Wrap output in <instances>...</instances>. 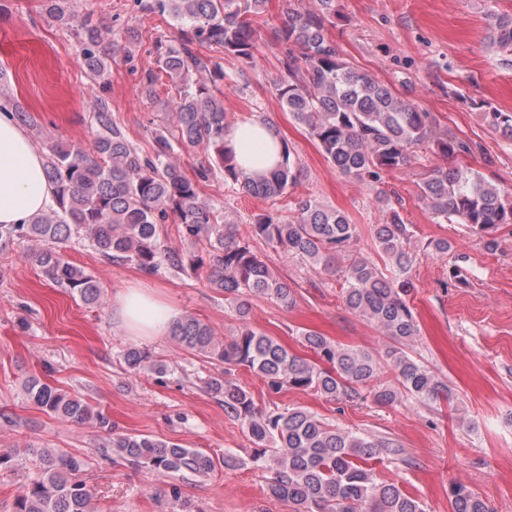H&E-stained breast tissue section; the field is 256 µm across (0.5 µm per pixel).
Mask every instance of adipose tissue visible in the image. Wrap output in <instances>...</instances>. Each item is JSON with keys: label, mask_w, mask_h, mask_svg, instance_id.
Listing matches in <instances>:
<instances>
[{"label": "adipose tissue", "mask_w": 512, "mask_h": 512, "mask_svg": "<svg viewBox=\"0 0 512 512\" xmlns=\"http://www.w3.org/2000/svg\"><path fill=\"white\" fill-rule=\"evenodd\" d=\"M244 172L272 170L279 160V142L264 121L233 126L224 136ZM54 203L42 156L10 113L0 112V224H23ZM176 307L155 292L131 287L112 301V320L128 335L142 338L169 333L178 320Z\"/></svg>", "instance_id": "1"}]
</instances>
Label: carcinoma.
<instances>
[{
	"label": "carcinoma",
	"instance_id": "cac0c4a2",
	"mask_svg": "<svg viewBox=\"0 0 512 512\" xmlns=\"http://www.w3.org/2000/svg\"><path fill=\"white\" fill-rule=\"evenodd\" d=\"M42 9L67 25L71 0H41ZM143 16L165 14L182 26L180 40H152L158 71L176 90L169 102L173 123L158 128L150 149L140 150L112 118L101 95L108 52L102 46L104 27L92 16L77 26L84 66L94 81L92 119L98 135L89 148L46 138L40 140L47 181L55 204L24 224H0V251L17 239L39 249L34 259L45 277L86 304L102 301L101 285L88 271L64 259L51 244L83 233L98 253L114 264H130L153 274L165 267L189 271L224 293L240 321L233 339L215 337L210 325L185 315L170 335L184 349L224 365V373L204 382L205 392L224 403V412L240 422L255 445L248 461L226 454L214 459L196 448L144 434L116 433L111 417L92 409L39 377L23 382L27 400L62 422L89 425L98 433V447L112 463L149 469L166 478L206 475L217 465L249 464L268 474L269 493L295 512H426L421 501L395 482L380 481L373 464L395 456L392 443L332 424L304 407L262 411L252 394L227 378L243 367L261 377L267 388L304 389L329 401L372 398L390 406L406 396L424 404H451L448 386L438 374L408 352L418 325L409 298L416 288L411 270L415 235L405 222L403 199L379 187L382 174L407 166L417 151L430 150L446 158L471 151L462 141L438 137L430 113L394 96L390 87L348 66L328 35L336 19L335 0H321L320 11L287 12L275 31L284 46L280 63L284 76L274 85L275 96L293 119L318 143L328 162L349 178L371 185L385 220L371 227L377 258L346 256L355 243L358 225L343 212L302 198L288 202L293 216L284 219L266 212L240 229L224 213L200 199V185L219 172L224 184L256 198L277 201L288 197L296 181L288 144L280 141L281 162L270 173L244 174L224 145L231 124L224 112V65L220 58L196 47L246 64L258 48L257 17L266 0H133ZM488 45L512 51V15L486 14ZM129 54L128 48L120 49ZM156 71V72H158ZM150 70L141 86L152 92L158 76ZM207 74L206 83L197 79ZM489 123L512 138V113L489 112ZM200 148L206 153L194 176L186 175L176 155ZM416 200L450 224H465L489 234L512 223V200L477 172L435 168L417 183ZM177 232L197 251L180 252L165 246L163 229L170 217ZM262 239L313 269L339 274L346 307L380 327L392 340L384 355L338 345L311 330L300 333L302 344L318 358L313 362L288 350L277 339L255 330L249 322L250 300L266 297L285 307L295 303L294 288L275 275L250 241ZM130 373L162 378L168 365L131 346L122 354ZM389 367L393 380L382 383ZM377 382L368 394L362 389ZM41 470L17 492L14 512H95L96 490L81 478L85 460L66 451L31 448ZM451 512H492L475 489L454 483L448 489Z\"/></svg>",
	"mask_w": 512,
	"mask_h": 512
}]
</instances>
